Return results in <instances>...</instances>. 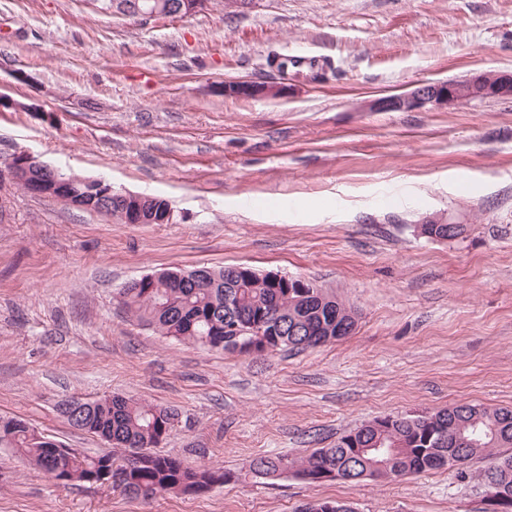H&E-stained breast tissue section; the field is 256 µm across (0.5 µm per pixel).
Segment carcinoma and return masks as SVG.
Segmentation results:
<instances>
[{"label":"carcinoma","instance_id":"obj_1","mask_svg":"<svg viewBox=\"0 0 512 512\" xmlns=\"http://www.w3.org/2000/svg\"><path fill=\"white\" fill-rule=\"evenodd\" d=\"M153 223L166 224L169 202L151 197ZM429 238L454 239L466 232L464 224H423ZM122 305L138 322L166 337L197 343L217 351L244 354L232 337L224 335V319L246 323L266 314L268 329L289 330L288 343L296 350L331 343L346 337L357 324L354 309L321 288H290L250 267H202L173 278L168 274L142 276L119 291ZM341 336H336V332ZM177 413L132 397L112 395L86 399L73 427L123 450L86 455L77 448L59 452L51 443L34 437L35 429L15 418H0V447L10 448L28 464L45 471L62 487L95 484L101 473L123 475L122 492L149 501L158 493H197L231 478H242L222 469L191 465L153 448L172 432ZM380 428L361 426L347 432L330 448H319L305 457L260 456L250 471L264 475L291 472L300 477L325 467L345 477L367 470L377 477L398 478L445 467L463 466L480 454L494 457L486 469L488 488L512 497V407L488 409L461 404L425 412L416 420L390 415ZM386 448L382 459L359 454L354 447Z\"/></svg>","mask_w":512,"mask_h":512}]
</instances>
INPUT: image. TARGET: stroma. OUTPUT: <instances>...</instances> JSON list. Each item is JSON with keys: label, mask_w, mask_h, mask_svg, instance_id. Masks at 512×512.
Returning <instances> with one entry per match:
<instances>
[{"label": "stroma", "mask_w": 512, "mask_h": 512, "mask_svg": "<svg viewBox=\"0 0 512 512\" xmlns=\"http://www.w3.org/2000/svg\"><path fill=\"white\" fill-rule=\"evenodd\" d=\"M30 80L17 82L14 71ZM512 72V0H224L147 24L84 0H0V170L60 172L168 199L120 224L0 177V416L93 455L57 405L115 393L173 409L158 447L247 470L378 417L512 407V97L369 111L423 81ZM233 79L287 97L219 95ZM466 225L435 241L421 225ZM246 265L309 280L354 332L240 356L160 336L118 291L168 269ZM486 458L395 480L242 479L150 501L64 489L0 448V512H484Z\"/></svg>", "instance_id": "1"}]
</instances>
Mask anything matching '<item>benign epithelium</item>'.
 I'll return each instance as SVG.
<instances>
[{
    "instance_id": "benign-epithelium-1",
    "label": "benign epithelium",
    "mask_w": 512,
    "mask_h": 512,
    "mask_svg": "<svg viewBox=\"0 0 512 512\" xmlns=\"http://www.w3.org/2000/svg\"><path fill=\"white\" fill-rule=\"evenodd\" d=\"M208 5V0H153L144 5L141 0H111L110 11L141 20H150L161 16L189 17ZM226 95L249 98L281 97L288 87L252 81L228 82L220 86ZM512 96V74L479 72L462 82H420L414 89L402 95H394L369 101L365 107L369 110L382 111H416L424 108L443 109L463 101L506 98ZM12 179L36 195H45L44 182L51 181L55 193L50 198L65 204H75L73 197L81 199L91 197L101 203H107L115 196L123 197L136 205L131 217H140L143 205L149 201L144 195L130 192H115L111 186L100 178H74L70 181L59 179L57 170L36 157L20 153L9 162Z\"/></svg>"
}]
</instances>
